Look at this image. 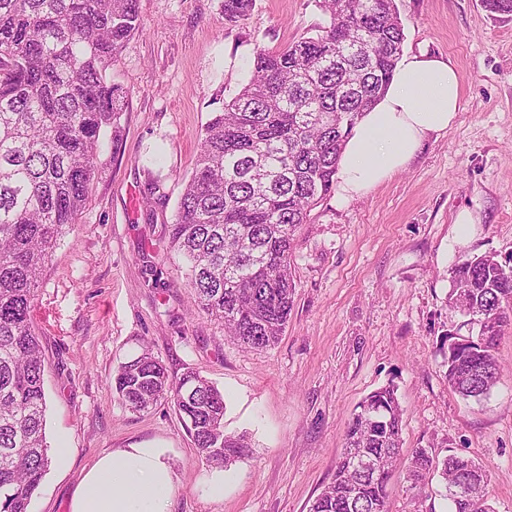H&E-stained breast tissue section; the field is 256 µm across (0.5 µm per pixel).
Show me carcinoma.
I'll list each match as a JSON object with an SVG mask.
<instances>
[{
    "label": "carcinoma",
    "instance_id": "obj_1",
    "mask_svg": "<svg viewBox=\"0 0 512 512\" xmlns=\"http://www.w3.org/2000/svg\"><path fill=\"white\" fill-rule=\"evenodd\" d=\"M318 3L326 25L256 49L247 83L212 113L168 229L169 248L189 267L195 312L256 350L275 347L288 324L295 234L335 189L344 142L387 89L403 49L395 0ZM254 4L224 0V17H244ZM139 28V0H0V512H29L52 462L35 296L89 198L101 133L117 136L127 92L107 73ZM448 303L483 324V342L450 347L445 361L448 387L480 402L499 380L512 268L497 252L463 257ZM112 390L135 412L173 403L198 455L216 467L250 452L245 437L224 433V392L196 371L170 378L148 348L118 368ZM402 416L391 385L358 404L334 479L309 512H389L399 465L414 488L440 478L448 512H493L486 470L457 453L404 452ZM363 457L377 470L353 469Z\"/></svg>",
    "mask_w": 512,
    "mask_h": 512
}]
</instances>
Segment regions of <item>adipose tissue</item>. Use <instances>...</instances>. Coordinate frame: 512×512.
I'll use <instances>...</instances> for the list:
<instances>
[{
	"label": "adipose tissue",
	"mask_w": 512,
	"mask_h": 512,
	"mask_svg": "<svg viewBox=\"0 0 512 512\" xmlns=\"http://www.w3.org/2000/svg\"><path fill=\"white\" fill-rule=\"evenodd\" d=\"M460 109L461 76L448 60L401 56L386 91L345 142L337 163V198L364 196L405 169ZM176 491L169 449L116 448L84 474L70 512H171Z\"/></svg>",
	"instance_id": "obj_1"
}]
</instances>
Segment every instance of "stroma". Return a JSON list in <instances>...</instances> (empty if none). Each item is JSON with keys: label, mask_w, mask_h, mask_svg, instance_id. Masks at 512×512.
I'll return each instance as SVG.
<instances>
[{"label": "stroma", "mask_w": 512, "mask_h": 512, "mask_svg": "<svg viewBox=\"0 0 512 512\" xmlns=\"http://www.w3.org/2000/svg\"><path fill=\"white\" fill-rule=\"evenodd\" d=\"M403 50L448 59L462 108L404 171L341 204L328 195L297 231L294 306L279 343L255 350L195 314L184 262L167 248L202 129L248 78L256 46L313 35L316 0H255L235 22L222 0H140V29L109 71L128 93L118 139L104 137L99 173L78 224L55 249L33 310L45 354L51 464L30 512H69L83 472L115 448L172 449V512H307L334 478L357 404L393 384L404 449L473 457L489 474L494 512H512V328L500 379L475 402L445 378L448 304L462 256L512 251V16L481 0H396ZM472 223L460 224V212ZM150 348L171 378L196 370L224 393V430L250 453L232 462L224 496L205 486L173 406L128 409L118 367ZM444 488L410 490L404 469L389 512H448Z\"/></svg>", "instance_id": "stroma-1"}]
</instances>
